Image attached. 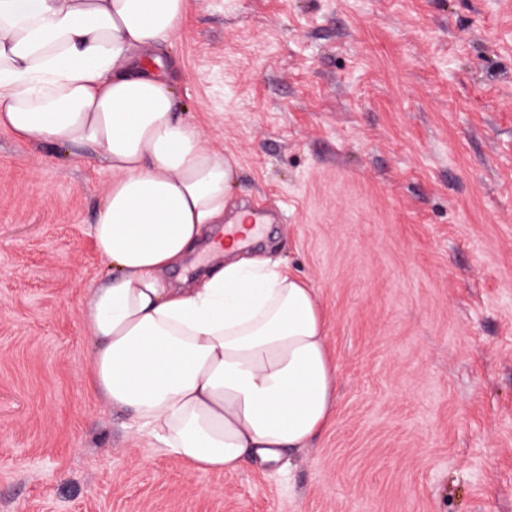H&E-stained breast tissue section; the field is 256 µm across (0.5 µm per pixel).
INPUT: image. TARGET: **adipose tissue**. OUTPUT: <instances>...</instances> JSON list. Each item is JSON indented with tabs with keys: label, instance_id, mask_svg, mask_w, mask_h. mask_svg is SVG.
Listing matches in <instances>:
<instances>
[{
	"label": "adipose tissue",
	"instance_id": "adipose-tissue-1",
	"mask_svg": "<svg viewBox=\"0 0 512 512\" xmlns=\"http://www.w3.org/2000/svg\"><path fill=\"white\" fill-rule=\"evenodd\" d=\"M187 0H0V129L90 151L112 174L92 227L112 276L82 325L90 385L189 469L277 462L331 421L338 368L316 291L281 260L221 256L167 275L226 213L237 164L176 110L161 68Z\"/></svg>",
	"mask_w": 512,
	"mask_h": 512
}]
</instances>
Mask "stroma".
<instances>
[{"label": "stroma", "instance_id": "1", "mask_svg": "<svg viewBox=\"0 0 512 512\" xmlns=\"http://www.w3.org/2000/svg\"><path fill=\"white\" fill-rule=\"evenodd\" d=\"M177 110L316 288L334 416L199 473L92 393L102 163L0 132V512H512V0H188Z\"/></svg>", "mask_w": 512, "mask_h": 512}]
</instances>
